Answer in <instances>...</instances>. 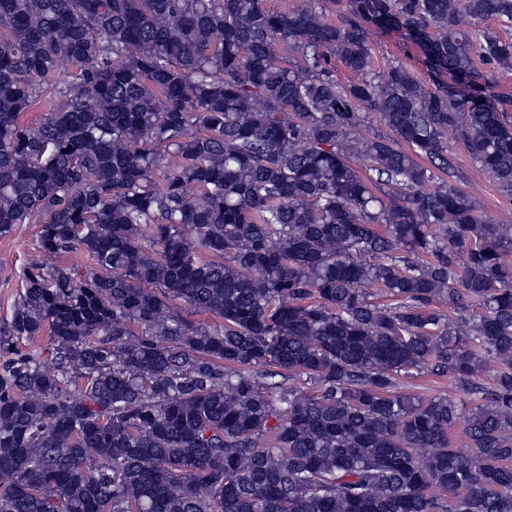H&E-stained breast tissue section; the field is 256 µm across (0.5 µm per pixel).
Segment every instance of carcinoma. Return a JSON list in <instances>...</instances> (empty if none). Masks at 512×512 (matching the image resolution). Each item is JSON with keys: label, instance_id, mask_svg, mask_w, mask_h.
Segmentation results:
<instances>
[{"label": "carcinoma", "instance_id": "carcinoma-1", "mask_svg": "<svg viewBox=\"0 0 512 512\" xmlns=\"http://www.w3.org/2000/svg\"><path fill=\"white\" fill-rule=\"evenodd\" d=\"M489 20L512 0H0V237L87 259L0 328V512H512V224L447 142L512 199ZM372 26L450 83L376 71ZM448 151L453 153L456 166L454 184L464 192L480 198L486 215L497 224H512L511 202L497 188L493 178L473 163L468 155L455 147L448 133ZM399 390L411 396L423 398L450 397L455 399L461 408V418L449 431L450 438L455 448H465L467 438L465 436V420L471 405L466 396L448 380V376H434L423 370H412L409 375L399 378ZM463 404V405H462Z\"/></svg>", "mask_w": 512, "mask_h": 512}]
</instances>
